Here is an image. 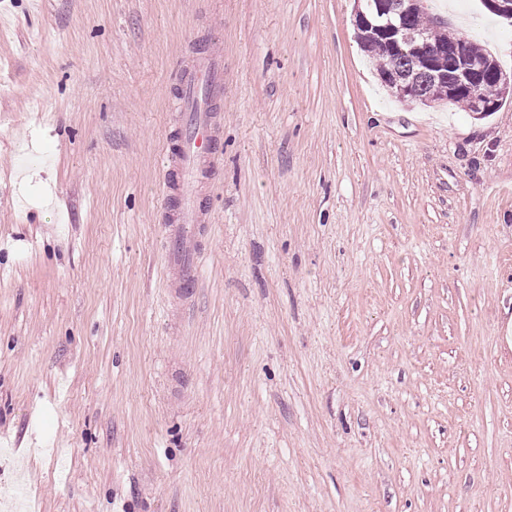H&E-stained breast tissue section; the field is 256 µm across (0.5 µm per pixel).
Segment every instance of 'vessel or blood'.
I'll return each mask as SVG.
<instances>
[{"label": "vessel or blood", "mask_w": 512, "mask_h": 512, "mask_svg": "<svg viewBox=\"0 0 512 512\" xmlns=\"http://www.w3.org/2000/svg\"><path fill=\"white\" fill-rule=\"evenodd\" d=\"M224 85V63L210 50L199 51L184 69L171 106L179 114L180 130L164 150V188L169 206L163 215L168 243V274L183 298L197 286L202 253L197 245L209 212L204 179L221 160L218 144L221 120L213 97Z\"/></svg>", "instance_id": "1"}]
</instances>
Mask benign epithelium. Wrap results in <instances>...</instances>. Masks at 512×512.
Returning a JSON list of instances; mask_svg holds the SVG:
<instances>
[{
    "instance_id": "1",
    "label": "benign epithelium",
    "mask_w": 512,
    "mask_h": 512,
    "mask_svg": "<svg viewBox=\"0 0 512 512\" xmlns=\"http://www.w3.org/2000/svg\"><path fill=\"white\" fill-rule=\"evenodd\" d=\"M423 9V0H355L354 26L357 34L379 37L394 51L409 52L419 61L422 70L443 83L448 92L466 88L471 92L475 111L483 115L487 108L482 102L478 88L486 69V61L462 51L458 44L450 43L439 49L433 48L427 36L406 29L400 19L409 13ZM448 55L455 60L451 72L437 66V58Z\"/></svg>"
}]
</instances>
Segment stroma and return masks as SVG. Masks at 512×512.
<instances>
[{"label": "stroma", "mask_w": 512, "mask_h": 512, "mask_svg": "<svg viewBox=\"0 0 512 512\" xmlns=\"http://www.w3.org/2000/svg\"><path fill=\"white\" fill-rule=\"evenodd\" d=\"M354 0H0V448L34 512H512V102L382 86ZM512 73V24L426 0ZM224 56L193 298L169 97Z\"/></svg>", "instance_id": "obj_1"}]
</instances>
